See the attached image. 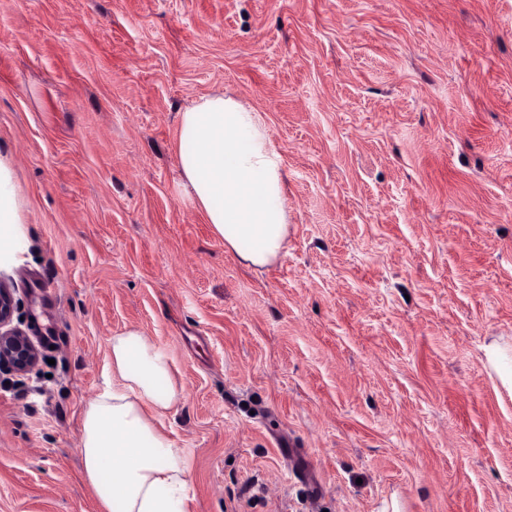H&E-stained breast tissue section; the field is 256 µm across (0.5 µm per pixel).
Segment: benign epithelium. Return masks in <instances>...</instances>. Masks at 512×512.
<instances>
[{
  "label": "benign epithelium",
  "instance_id": "7a95c632",
  "mask_svg": "<svg viewBox=\"0 0 512 512\" xmlns=\"http://www.w3.org/2000/svg\"><path fill=\"white\" fill-rule=\"evenodd\" d=\"M15 310L12 292L0 284V368L27 374L36 368L39 352L25 330L14 323Z\"/></svg>",
  "mask_w": 512,
  "mask_h": 512
}]
</instances>
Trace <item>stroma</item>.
Segmentation results:
<instances>
[{
	"label": "stroma",
	"instance_id": "1",
	"mask_svg": "<svg viewBox=\"0 0 512 512\" xmlns=\"http://www.w3.org/2000/svg\"><path fill=\"white\" fill-rule=\"evenodd\" d=\"M222 92L286 168L260 269L180 166ZM0 158V281L51 339L36 394L0 374V512H99L81 414L128 328L183 387L186 512H512V0H0ZM25 226L21 221L14 170L0 159V265L14 263L21 251ZM487 359L504 385L512 386V354L497 345L487 348Z\"/></svg>",
	"mask_w": 512,
	"mask_h": 512
}]
</instances>
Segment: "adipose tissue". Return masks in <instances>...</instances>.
Instances as JSON below:
<instances>
[{
    "label": "adipose tissue",
    "mask_w": 512,
    "mask_h": 512,
    "mask_svg": "<svg viewBox=\"0 0 512 512\" xmlns=\"http://www.w3.org/2000/svg\"><path fill=\"white\" fill-rule=\"evenodd\" d=\"M183 175L214 233L247 266L274 263L288 244L286 171L258 112L234 96L203 98L180 117ZM14 170L0 159V265L22 248ZM112 381L82 412L86 483L103 512H186L192 469L157 416L182 390L167 353L139 330L109 339Z\"/></svg>",
    "instance_id": "obj_1"
}]
</instances>
